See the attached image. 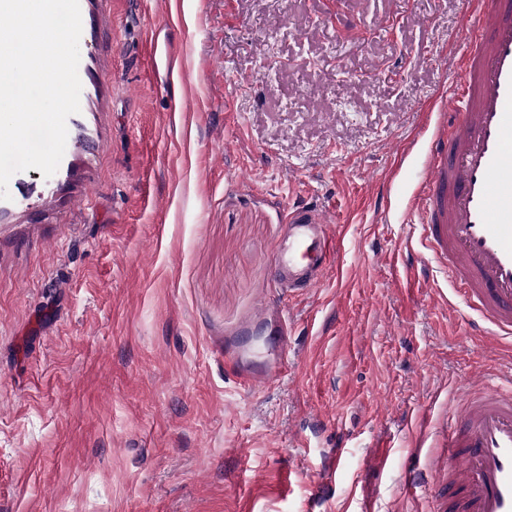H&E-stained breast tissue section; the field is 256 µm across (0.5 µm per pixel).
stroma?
I'll return each mask as SVG.
<instances>
[{
    "label": "stroma",
    "mask_w": 512,
    "mask_h": 512,
    "mask_svg": "<svg viewBox=\"0 0 512 512\" xmlns=\"http://www.w3.org/2000/svg\"><path fill=\"white\" fill-rule=\"evenodd\" d=\"M80 110L0 200V512H436L512 338L408 201L468 0H79ZM329 208L282 288L288 211ZM288 224V233L275 245L273 261L288 279V285L299 280L309 287L317 284L326 267L340 249V238L321 210H305Z\"/></svg>",
    "instance_id": "obj_1"
}]
</instances>
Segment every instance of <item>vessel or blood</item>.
Returning a JSON list of instances; mask_svg holds the SVG:
<instances>
[{
  "label": "vessel or blood",
  "instance_id": "b4317fda",
  "mask_svg": "<svg viewBox=\"0 0 512 512\" xmlns=\"http://www.w3.org/2000/svg\"><path fill=\"white\" fill-rule=\"evenodd\" d=\"M457 93L436 114L412 207L422 245L492 336L512 334V0H478ZM340 249L322 211L293 219L275 245L282 278L316 285ZM441 512H512V371L469 382L443 437Z\"/></svg>",
  "mask_w": 512,
  "mask_h": 512
}]
</instances>
